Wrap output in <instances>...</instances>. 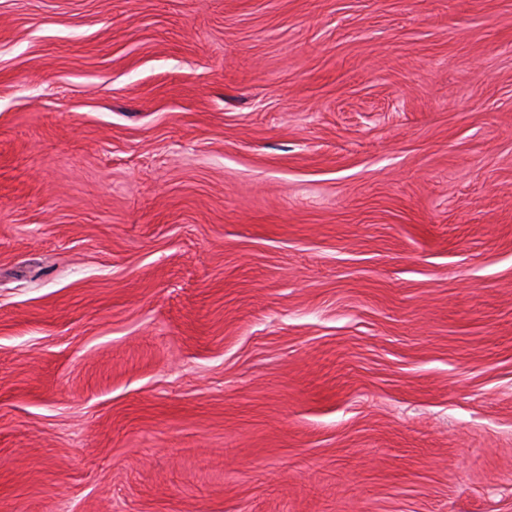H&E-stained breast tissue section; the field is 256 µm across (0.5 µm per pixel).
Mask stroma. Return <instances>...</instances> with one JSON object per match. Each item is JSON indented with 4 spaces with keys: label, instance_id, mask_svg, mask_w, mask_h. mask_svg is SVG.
Listing matches in <instances>:
<instances>
[{
    "label": "stroma",
    "instance_id": "1",
    "mask_svg": "<svg viewBox=\"0 0 512 512\" xmlns=\"http://www.w3.org/2000/svg\"><path fill=\"white\" fill-rule=\"evenodd\" d=\"M0 512H512V0H0Z\"/></svg>",
    "mask_w": 512,
    "mask_h": 512
}]
</instances>
